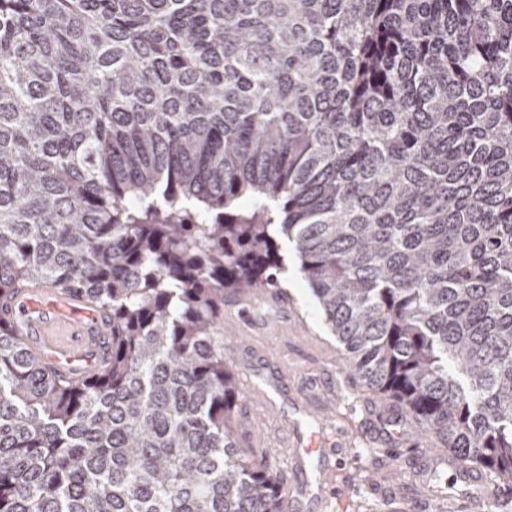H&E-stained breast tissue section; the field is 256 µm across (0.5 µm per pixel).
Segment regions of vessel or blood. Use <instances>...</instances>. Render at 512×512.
Here are the masks:
<instances>
[{"instance_id":"obj_1","label":"vessel or blood","mask_w":512,"mask_h":512,"mask_svg":"<svg viewBox=\"0 0 512 512\" xmlns=\"http://www.w3.org/2000/svg\"><path fill=\"white\" fill-rule=\"evenodd\" d=\"M76 303V298L52 285L35 284L21 289L11 304L13 320L22 337L30 338L31 349L50 369L67 375L81 373L96 361L104 345L97 335V312L87 310L86 321H76L72 317ZM280 398L287 399L297 415H318L316 431L308 433L292 424L276 437L254 432L250 446L282 449L295 473L304 471L311 459L321 462L313 481L296 484L285 512H328L331 499L326 490L343 456L359 439L374 450L364 482L393 488L394 464L399 459L395 446L401 441L416 449L411 489L424 502L447 505L450 512H486L494 496L488 475L451 453L425 448L419 425L404 408L376 403L363 407L362 427L339 425L336 410L346 400L342 388L317 395L295 387L278 369L266 368L251 389L250 404L271 410Z\"/></svg>"}]
</instances>
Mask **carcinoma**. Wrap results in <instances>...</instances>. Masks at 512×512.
<instances>
[{"mask_svg":"<svg viewBox=\"0 0 512 512\" xmlns=\"http://www.w3.org/2000/svg\"><path fill=\"white\" fill-rule=\"evenodd\" d=\"M278 232L347 371L512 492V0H0V310L107 336L68 379L0 313V512H283L217 335ZM76 304L91 308L86 300L49 284L22 288L11 304L22 339L50 369L67 375L79 374L86 365L97 362L104 345L103 337H97V312L85 310L89 321L78 322L71 315ZM29 336H35V341H29Z\"/></svg>","mask_w":512,"mask_h":512,"instance_id":"1","label":"carcinoma"}]
</instances>
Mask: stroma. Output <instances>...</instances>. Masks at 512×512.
<instances>
[{"label": "stroma", "instance_id": "1", "mask_svg": "<svg viewBox=\"0 0 512 512\" xmlns=\"http://www.w3.org/2000/svg\"><path fill=\"white\" fill-rule=\"evenodd\" d=\"M279 250L284 268L275 285L247 292L229 291L224 295V334L237 335L236 306L243 299L253 302V317L245 333L252 355L233 361L242 403H249V371L273 363L283 373L312 389H323L336 382L342 369L341 346L332 336L310 289L298 271V261L287 242ZM369 462L366 448L352 449L345 458L340 494L349 499L347 512H387L381 494L369 493L360 472Z\"/></svg>", "mask_w": 512, "mask_h": 512}]
</instances>
